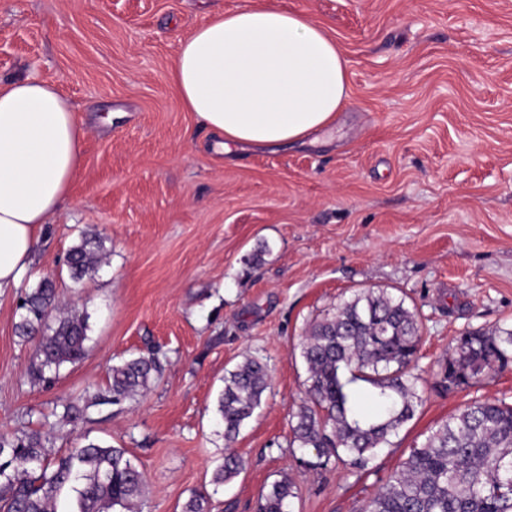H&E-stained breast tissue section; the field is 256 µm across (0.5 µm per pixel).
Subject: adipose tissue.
Segmentation results:
<instances>
[{"instance_id": "obj_1", "label": "adipose tissue", "mask_w": 512, "mask_h": 512, "mask_svg": "<svg viewBox=\"0 0 512 512\" xmlns=\"http://www.w3.org/2000/svg\"><path fill=\"white\" fill-rule=\"evenodd\" d=\"M168 80L227 154L302 141L332 127L348 98L346 61L326 30L274 8L215 15L181 40ZM84 135L55 85L0 79V293L26 276Z\"/></svg>"}]
</instances>
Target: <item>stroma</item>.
Returning a JSON list of instances; mask_svg holds the SVG:
<instances>
[{
	"label": "stroma",
	"instance_id": "stroma-1",
	"mask_svg": "<svg viewBox=\"0 0 512 512\" xmlns=\"http://www.w3.org/2000/svg\"><path fill=\"white\" fill-rule=\"evenodd\" d=\"M259 7L326 29L348 99L315 144L227 156L167 74L214 14ZM26 76L58 85L85 137L28 274L0 296V433L41 431L59 454L127 449L146 475L144 512H182L229 448L245 468L210 512H256L283 474L293 512H353L458 409L512 403V364L463 390L435 378L463 333L512 329V0H0V78ZM85 234L107 257L76 282L66 259ZM46 277L86 313L89 341L38 383L18 306ZM365 288L418 312L425 401L367 469L316 471L288 446L305 398L299 345ZM147 350L161 371L144 394L54 427L57 404ZM246 355L268 362L270 387L229 446L217 398Z\"/></svg>",
	"mask_w": 512,
	"mask_h": 512
}]
</instances>
